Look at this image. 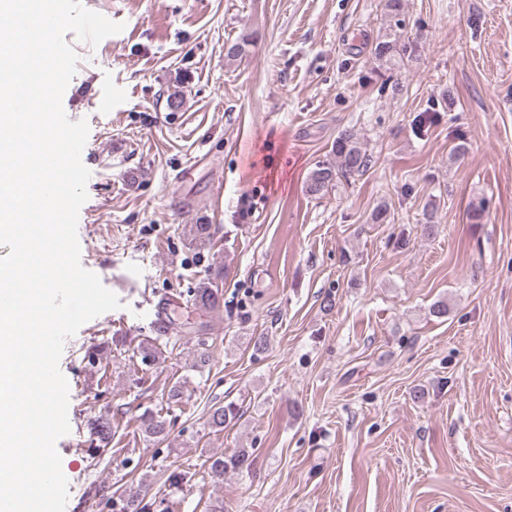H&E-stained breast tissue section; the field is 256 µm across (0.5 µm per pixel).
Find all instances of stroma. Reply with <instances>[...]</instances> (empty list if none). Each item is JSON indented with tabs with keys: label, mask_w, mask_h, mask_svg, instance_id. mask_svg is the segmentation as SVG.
<instances>
[{
	"label": "stroma",
	"mask_w": 512,
	"mask_h": 512,
	"mask_svg": "<svg viewBox=\"0 0 512 512\" xmlns=\"http://www.w3.org/2000/svg\"><path fill=\"white\" fill-rule=\"evenodd\" d=\"M82 4L125 25L66 34L63 97L89 126L81 264L121 306L63 346L65 512H105L121 486L146 512H512V0H407L415 52L390 72L371 60L383 0ZM345 129L367 171L308 195ZM206 277L219 308L168 307L190 338L143 360L150 299ZM216 403L241 419L214 431ZM169 410L168 438L147 437L143 413ZM240 448L251 470L212 473Z\"/></svg>",
	"instance_id": "obj_1"
}]
</instances>
